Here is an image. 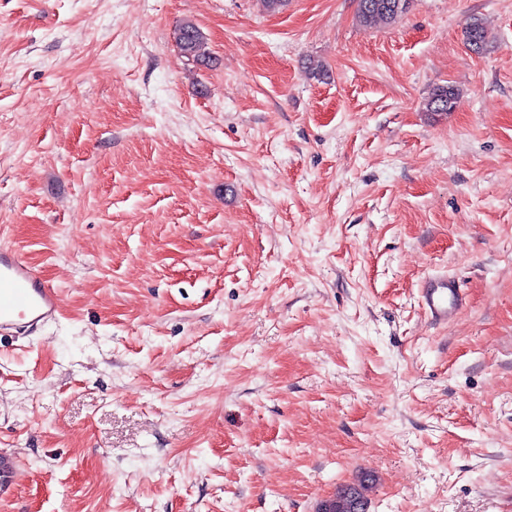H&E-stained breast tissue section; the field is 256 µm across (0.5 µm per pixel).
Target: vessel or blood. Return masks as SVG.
I'll return each mask as SVG.
<instances>
[{"mask_svg": "<svg viewBox=\"0 0 512 512\" xmlns=\"http://www.w3.org/2000/svg\"><path fill=\"white\" fill-rule=\"evenodd\" d=\"M420 300L428 320L448 324L461 312L464 299L454 281L444 275L426 280ZM57 290L10 247L0 248V335L17 329L20 324L41 327L55 320Z\"/></svg>", "mask_w": 512, "mask_h": 512, "instance_id": "vessel-or-blood-1", "label": "vessel or blood"}]
</instances>
